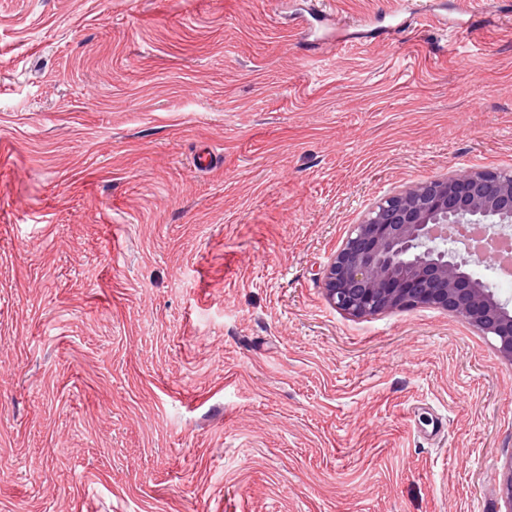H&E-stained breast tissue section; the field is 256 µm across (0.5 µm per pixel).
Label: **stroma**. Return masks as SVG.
Wrapping results in <instances>:
<instances>
[{
    "mask_svg": "<svg viewBox=\"0 0 512 512\" xmlns=\"http://www.w3.org/2000/svg\"><path fill=\"white\" fill-rule=\"evenodd\" d=\"M469 2L0 0V512H505L512 365L323 288L381 197L512 171Z\"/></svg>",
    "mask_w": 512,
    "mask_h": 512,
    "instance_id": "stroma-1",
    "label": "stroma"
}]
</instances>
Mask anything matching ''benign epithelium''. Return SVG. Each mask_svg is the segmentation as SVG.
<instances>
[{
    "label": "benign epithelium",
    "instance_id": "7a95c632",
    "mask_svg": "<svg viewBox=\"0 0 512 512\" xmlns=\"http://www.w3.org/2000/svg\"><path fill=\"white\" fill-rule=\"evenodd\" d=\"M482 225L512 232V174L469 169L386 195L350 225L323 282L337 309L356 318L417 307L442 309L494 341L512 365V308L473 267L457 260L443 227Z\"/></svg>",
    "mask_w": 512,
    "mask_h": 512
}]
</instances>
